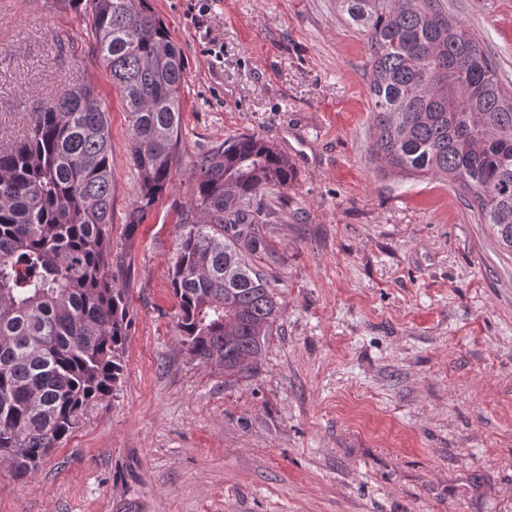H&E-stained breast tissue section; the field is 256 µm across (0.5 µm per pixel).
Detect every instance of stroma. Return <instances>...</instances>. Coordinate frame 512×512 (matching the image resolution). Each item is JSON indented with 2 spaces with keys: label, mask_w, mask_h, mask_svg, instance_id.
Returning a JSON list of instances; mask_svg holds the SVG:
<instances>
[{
  "label": "stroma",
  "mask_w": 512,
  "mask_h": 512,
  "mask_svg": "<svg viewBox=\"0 0 512 512\" xmlns=\"http://www.w3.org/2000/svg\"><path fill=\"white\" fill-rule=\"evenodd\" d=\"M512 86V0H442ZM180 47L169 189L133 239L131 127L91 12L0 0V142L74 82L112 147V245L131 327L116 394L36 474L0 464V512H512V254L443 178L371 150L364 35L339 0H151ZM256 135L295 170L267 225L277 335L225 382L178 341L174 226L200 155Z\"/></svg>",
  "instance_id": "stroma-1"
}]
</instances>
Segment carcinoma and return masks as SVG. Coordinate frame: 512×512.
I'll return each mask as SVG.
<instances>
[{"instance_id":"carcinoma-1","label":"carcinoma","mask_w":512,"mask_h":512,"mask_svg":"<svg viewBox=\"0 0 512 512\" xmlns=\"http://www.w3.org/2000/svg\"><path fill=\"white\" fill-rule=\"evenodd\" d=\"M98 51L132 128L139 193L132 239L172 180L181 136L180 48L149 0H89ZM363 33L375 127L390 168L444 177L465 191L512 253V89L440 0H341ZM295 179L255 135L195 165L176 225L168 285L179 341L237 380L278 330L281 304L259 260L275 262L266 225ZM112 252L107 113L83 82L32 113L22 141L0 148V462L19 479L71 433L90 403L117 391L131 325Z\"/></svg>"}]
</instances>
